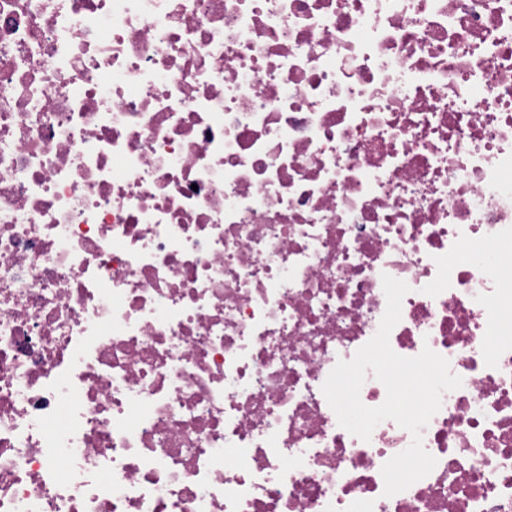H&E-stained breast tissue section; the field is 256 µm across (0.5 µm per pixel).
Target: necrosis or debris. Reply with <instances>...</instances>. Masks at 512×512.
Returning a JSON list of instances; mask_svg holds the SVG:
<instances>
[{
  "label": "necrosis or debris",
  "mask_w": 512,
  "mask_h": 512,
  "mask_svg": "<svg viewBox=\"0 0 512 512\" xmlns=\"http://www.w3.org/2000/svg\"><path fill=\"white\" fill-rule=\"evenodd\" d=\"M512 0H0V512H512ZM412 442L322 393L377 332Z\"/></svg>",
  "instance_id": "necrosis-or-debris-1"
}]
</instances>
